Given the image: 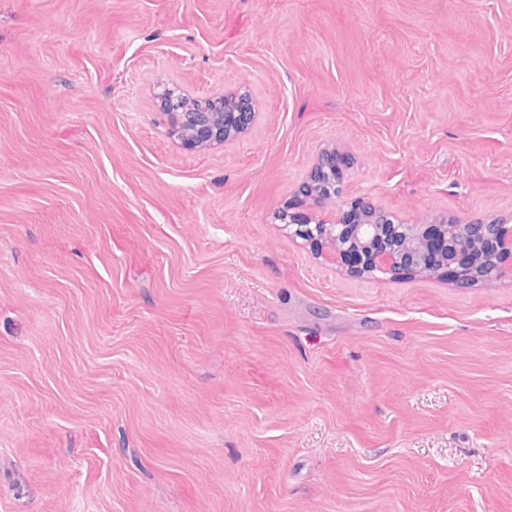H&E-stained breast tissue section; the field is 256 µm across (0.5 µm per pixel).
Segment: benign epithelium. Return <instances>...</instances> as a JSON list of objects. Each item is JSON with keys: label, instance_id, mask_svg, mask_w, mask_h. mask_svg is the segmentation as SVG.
Listing matches in <instances>:
<instances>
[{"label": "benign epithelium", "instance_id": "obj_1", "mask_svg": "<svg viewBox=\"0 0 512 512\" xmlns=\"http://www.w3.org/2000/svg\"><path fill=\"white\" fill-rule=\"evenodd\" d=\"M169 133L181 144L194 148L226 144L250 130L258 112L246 91L195 100V105L177 111L169 100H161ZM344 158L334 149L321 150L297 196L324 204L342 194ZM288 213V236L301 240L327 266L355 276L376 280H399L430 271L427 261L437 257L438 272L462 264L468 276L491 282L506 275L499 262L501 255H512V221L489 220L470 224L469 232L482 243L497 245V252L486 256L481 243L469 251L455 239L456 225L441 218L430 224H407L398 216L366 196H358L324 216L311 217L283 208Z\"/></svg>", "mask_w": 512, "mask_h": 512}]
</instances>
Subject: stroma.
<instances>
[{"mask_svg": "<svg viewBox=\"0 0 512 512\" xmlns=\"http://www.w3.org/2000/svg\"><path fill=\"white\" fill-rule=\"evenodd\" d=\"M174 82L261 119L185 147ZM324 148L512 216V0H0V512H512V279L315 259Z\"/></svg>", "mask_w": 512, "mask_h": 512, "instance_id": "1", "label": "stroma"}]
</instances>
